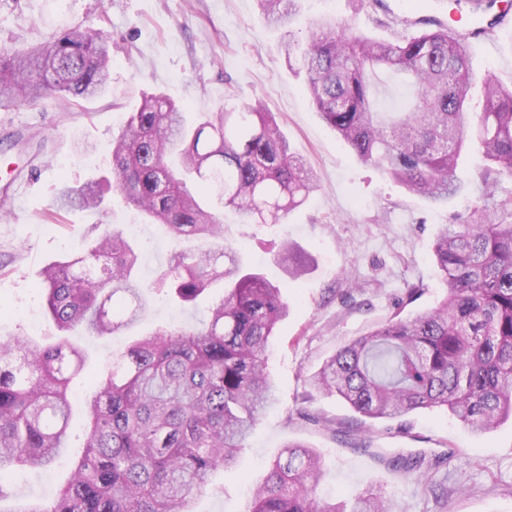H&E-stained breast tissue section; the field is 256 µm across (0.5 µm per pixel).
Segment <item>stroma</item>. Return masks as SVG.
<instances>
[{"mask_svg": "<svg viewBox=\"0 0 512 512\" xmlns=\"http://www.w3.org/2000/svg\"><path fill=\"white\" fill-rule=\"evenodd\" d=\"M331 12L359 33L384 41L452 28L468 40L471 92L477 112L487 78L512 86V26L469 37L474 16L449 21L446 0H301L292 28L304 39L311 17ZM110 35L112 67L101 96L70 106L50 98L0 109V336L43 345L57 331L46 316L37 283L49 263L79 249L94 224L119 230L137 225L131 239L143 254L141 279H155L177 243L108 192V210L57 213L63 186L110 178L112 137L143 95L161 93L188 115L228 105L261 103L274 112L293 153L305 158L318 188L279 224H250L224 214V242L244 267L281 286L290 311L275 329L268 370L278 402L255 425L231 468L217 471L195 499L194 512H248L252 489L289 442L315 448L322 464L316 495L348 500L371 491L392 512H512V420L474 434L443 408L418 410L363 428L344 400L321 393L309 377L343 346L392 317L434 308L444 282L433 255L442 225L470 222L483 193L484 165L475 149L462 154L458 174L467 190L448 205L424 198L360 162L316 112L304 74L290 69L282 34L262 16L257 0H0V48L43 44L67 27ZM299 248L308 265L291 280L275 263L281 240ZM204 307L180 306L152 294L140 321L121 336L73 333L90 372L126 342L161 327L197 324ZM335 421V430L321 419ZM370 450H363L362 441ZM444 454L429 492L417 473L386 464L397 454ZM69 477L65 464L20 469L0 489V503L53 499Z\"/></svg>", "mask_w": 512, "mask_h": 512, "instance_id": "obj_1", "label": "stroma"}]
</instances>
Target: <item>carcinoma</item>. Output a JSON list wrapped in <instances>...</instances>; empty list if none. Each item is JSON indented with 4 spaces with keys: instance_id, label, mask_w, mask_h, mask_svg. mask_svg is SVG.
<instances>
[{
    "instance_id": "cac0c4a2",
    "label": "carcinoma",
    "mask_w": 512,
    "mask_h": 512,
    "mask_svg": "<svg viewBox=\"0 0 512 512\" xmlns=\"http://www.w3.org/2000/svg\"><path fill=\"white\" fill-rule=\"evenodd\" d=\"M267 21L287 28L300 0H257ZM287 62L306 74L310 100L360 161L436 206L462 195L461 152L472 146L487 165L483 195L467 224H446L433 246L446 285L435 308L393 317L339 349L310 378L365 419H392L444 407L482 434L512 418V198H495L512 176V88L490 77L479 122L466 112V40L448 31L374 41L333 15L313 19L304 44H285ZM109 35L71 27L46 44L0 49V108L47 96L87 100L106 88ZM415 83L409 107H375L378 73ZM149 222L184 242L151 284L137 275L141 256L115 229L84 240L76 254L48 264L39 289L64 336L37 345L0 338V482L16 467L44 468L68 447L72 379L84 350L67 338L80 328L111 336L135 325L154 290L191 303L224 293L200 329H158L133 341L96 379L84 401L89 429L81 454L51 503L21 501L0 512H193L213 474L230 467L243 441L275 400L267 372L269 338L288 315L281 290L245 272L224 245L218 206L250 224H277L317 184L294 155L274 113L262 105L186 112L161 93L146 94L112 140V180L66 187L58 210L99 209L104 187ZM277 262L305 271L286 242ZM395 469L435 467L399 455ZM320 456L290 443L252 493L249 512H388L375 493L348 505L319 500Z\"/></svg>"
}]
</instances>
